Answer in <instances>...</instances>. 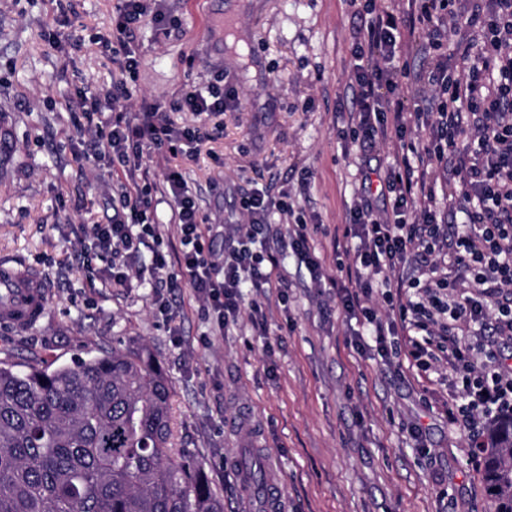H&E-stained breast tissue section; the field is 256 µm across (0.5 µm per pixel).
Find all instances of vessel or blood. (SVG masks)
I'll return each instance as SVG.
<instances>
[{"mask_svg":"<svg viewBox=\"0 0 512 512\" xmlns=\"http://www.w3.org/2000/svg\"><path fill=\"white\" fill-rule=\"evenodd\" d=\"M0 290L7 299L0 303V325L22 330L43 315L49 299L41 277L22 274L0 259Z\"/></svg>","mask_w":512,"mask_h":512,"instance_id":"obj_1","label":"vessel or blood"}]
</instances>
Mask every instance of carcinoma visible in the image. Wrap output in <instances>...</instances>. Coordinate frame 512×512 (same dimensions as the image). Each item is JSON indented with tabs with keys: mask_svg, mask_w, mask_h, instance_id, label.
Returning a JSON list of instances; mask_svg holds the SVG:
<instances>
[{
	"mask_svg": "<svg viewBox=\"0 0 512 512\" xmlns=\"http://www.w3.org/2000/svg\"><path fill=\"white\" fill-rule=\"evenodd\" d=\"M171 385L143 350L55 368L0 362V512H224L173 447ZM494 512H512V417L481 446Z\"/></svg>",
	"mask_w": 512,
	"mask_h": 512,
	"instance_id": "carcinoma-1",
	"label": "carcinoma"
}]
</instances>
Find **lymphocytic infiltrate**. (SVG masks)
I'll use <instances>...</instances> for the list:
<instances>
[{"instance_id":"obj_1","label":"lymphocytic infiltrate","mask_w":512,"mask_h":512,"mask_svg":"<svg viewBox=\"0 0 512 512\" xmlns=\"http://www.w3.org/2000/svg\"><path fill=\"white\" fill-rule=\"evenodd\" d=\"M348 4L369 16L354 36L358 65L349 122L370 145L394 128L401 153L387 175L388 207L378 211L365 203L350 211L343 236L359 245L345 268L347 282L338 290L339 304L379 342L423 330L411 356L418 360L427 355L462 373L463 402L449 409L448 419L473 438L484 427L483 416H512V367L504 363L512 351V0H407L402 10L376 5L375 0ZM144 12L142 0H120L113 36L122 72L136 68L132 44ZM452 25L466 29L468 36L457 45L453 65L439 61L429 66L426 80L434 96L425 103L384 97L382 88L396 86L406 75L389 65L406 41L419 35L426 50L439 49ZM128 95L125 87L103 95L83 92L74 103L75 111L89 116L112 114L97 127L89 156L111 150L113 158L140 174L133 187L121 188L107 223L86 230L108 258L105 282L115 288L135 284L151 289L156 304L168 314L173 311L168 289L187 284L205 318L224 330L245 312L257 327H264L261 309L247 304L246 297L253 290L287 287L278 253H299L312 281H329L311 253L306 224L278 238L277 252L255 250V243L270 234L272 210H291L288 202L273 201L259 190L241 198L247 223L225 243L223 259H215L214 227L202 222L182 173L171 168L158 180L142 164L144 147L166 144L175 153L181 143L203 140V133L197 127L172 128L165 107L150 101L140 104L135 120H128L123 106ZM408 111L426 134L424 146L406 138ZM443 157L448 160V191L442 196L449 211L464 216L450 235L448 271L423 280L396 277L412 250L433 254L448 236L436 210L437 183L428 172L430 162ZM163 201L180 232L182 248L174 263L162 249L155 221ZM144 252L147 262L130 271L127 257ZM376 276L388 289L393 315L387 319L361 302ZM463 330L468 333L464 339L459 336ZM438 340L447 343L446 354L434 351Z\"/></svg>"}]
</instances>
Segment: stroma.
I'll use <instances>...</instances> for the list:
<instances>
[{
  "instance_id": "stroma-1",
  "label": "stroma",
  "mask_w": 512,
  "mask_h": 512,
  "mask_svg": "<svg viewBox=\"0 0 512 512\" xmlns=\"http://www.w3.org/2000/svg\"><path fill=\"white\" fill-rule=\"evenodd\" d=\"M117 0H0V257L37 270L49 289L42 320L0 327V359L69 364L111 350H148L172 387L174 443L202 460L224 512H255L238 477L240 456L263 461L278 512H492L469 439L448 422L460 374L410 367L403 337L384 349L317 287L288 253L285 296L254 292L268 334L248 317L210 336L190 288L173 289L170 335L147 288H115L107 260L83 232L106 222L125 182L109 156L86 157L96 125L71 102L123 75L102 45ZM133 48L139 60L127 118L142 100L171 109L179 128L211 136L187 152L145 149L155 177L178 168L207 223L213 250L243 217L240 198L259 189L292 204L271 224H308L314 253L336 268L350 208H382L381 186L397 146L368 148L348 129L352 43L362 25L346 0H147ZM163 10L174 27L158 30ZM255 78H247L249 67ZM233 90L235 107L199 117L175 105L188 90Z\"/></svg>"
}]
</instances>
